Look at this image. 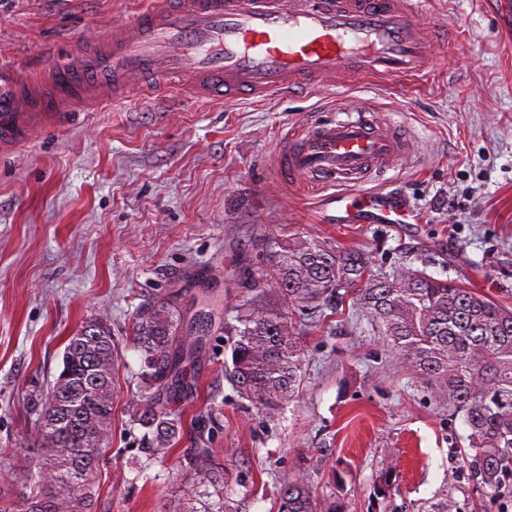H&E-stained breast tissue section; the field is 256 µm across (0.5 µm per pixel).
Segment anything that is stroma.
I'll return each mask as SVG.
<instances>
[{
  "label": "stroma",
  "mask_w": 512,
  "mask_h": 512,
  "mask_svg": "<svg viewBox=\"0 0 512 512\" xmlns=\"http://www.w3.org/2000/svg\"><path fill=\"white\" fill-rule=\"evenodd\" d=\"M147 0H0V53L20 72L60 67L80 44ZM451 38L431 77L401 91L348 76L315 92L225 103L134 94L38 134L0 157V485L28 455L37 413L63 367L67 336L100 317L121 344L112 432L93 479L95 512H168L185 482L198 419L216 411L211 445L230 475L251 480L245 512H276L282 483L303 473L324 512H368L382 472L385 512H421L449 491L461 512H512L477 490L462 454L461 416L391 362L377 326L352 312L301 327L303 382L276 415L224 377L226 339L212 330L175 408L186 423L166 458L144 454L127 404L143 359L133 326L178 292L184 315L211 289L238 304L259 238L295 237L368 251L512 308V22L487 0H435L425 16ZM370 103L405 130L410 158L383 178L412 224H326L319 190L289 186L271 162L290 129Z\"/></svg>",
  "instance_id": "35a3bbf8"
}]
</instances>
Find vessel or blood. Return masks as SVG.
Wrapping results in <instances>:
<instances>
[{"instance_id": "b4317fda", "label": "vessel or blood", "mask_w": 512, "mask_h": 512, "mask_svg": "<svg viewBox=\"0 0 512 512\" xmlns=\"http://www.w3.org/2000/svg\"><path fill=\"white\" fill-rule=\"evenodd\" d=\"M430 0H148L127 23L81 45L48 78L19 79L0 60V154L30 143L73 113L144 95L185 92L201 100L315 91L355 72L408 89L428 75L436 38L421 22ZM344 119L291 131L285 173L328 191L365 182L409 152L370 106ZM383 186L349 197L351 214L379 211ZM385 224L404 217L379 211Z\"/></svg>"}]
</instances>
